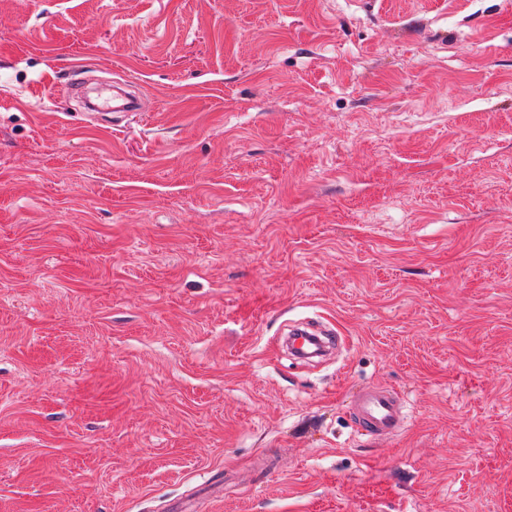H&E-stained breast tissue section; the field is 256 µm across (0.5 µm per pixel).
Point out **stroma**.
Listing matches in <instances>:
<instances>
[{
    "mask_svg": "<svg viewBox=\"0 0 512 512\" xmlns=\"http://www.w3.org/2000/svg\"><path fill=\"white\" fill-rule=\"evenodd\" d=\"M80 64L150 115L85 117ZM216 485L512 512V0H0V512ZM353 415L358 429L373 438L391 437L404 425V402L389 388L372 386L364 389L354 404Z\"/></svg>",
    "mask_w": 512,
    "mask_h": 512,
    "instance_id": "stroma-1",
    "label": "stroma"
}]
</instances>
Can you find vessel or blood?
I'll return each instance as SVG.
<instances>
[{
  "label": "vessel or blood",
  "instance_id": "1",
  "mask_svg": "<svg viewBox=\"0 0 512 512\" xmlns=\"http://www.w3.org/2000/svg\"><path fill=\"white\" fill-rule=\"evenodd\" d=\"M140 108L139 97L129 91L121 95L104 91L97 97V109L101 112H136ZM353 415L358 429L365 435L373 438L391 437L404 425V402L397 391L372 386L358 395Z\"/></svg>",
  "mask_w": 512,
  "mask_h": 512
}]
</instances>
